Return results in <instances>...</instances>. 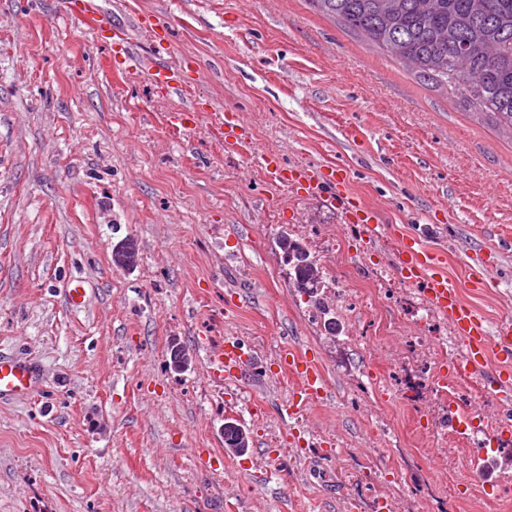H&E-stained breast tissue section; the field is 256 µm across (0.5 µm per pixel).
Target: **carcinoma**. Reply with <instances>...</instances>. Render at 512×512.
<instances>
[{"label":"carcinoma","mask_w":512,"mask_h":512,"mask_svg":"<svg viewBox=\"0 0 512 512\" xmlns=\"http://www.w3.org/2000/svg\"><path fill=\"white\" fill-rule=\"evenodd\" d=\"M308 2L512 135V0ZM278 247L285 260L303 249L288 234ZM292 269L294 287L322 307L319 268Z\"/></svg>","instance_id":"1"}]
</instances>
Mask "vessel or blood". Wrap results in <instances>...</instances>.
<instances>
[{
  "label": "vessel or blood",
  "instance_id": "obj_1",
  "mask_svg": "<svg viewBox=\"0 0 512 512\" xmlns=\"http://www.w3.org/2000/svg\"><path fill=\"white\" fill-rule=\"evenodd\" d=\"M69 12L78 17L92 37L111 33V50L114 56L121 58L125 72L135 74L141 70L142 61L133 55L129 38L110 32L97 0H69ZM263 165L272 178L287 183L299 198L314 197L328 208L343 209L348 220L362 224L367 236H380L381 226L376 211L349 196L345 189L323 191L320 176L305 171H287L268 156L264 157ZM394 253L400 279L406 284L421 286L430 311L447 320L455 336L465 344V353L454 365L460 379H469L477 370L486 367L489 355H496L499 366L493 377L501 392L511 397L512 317L488 324L473 307L461 301L457 283L440 269V255L415 239L399 236ZM214 359L222 367L235 371L238 382H245L237 343L225 342L215 352ZM278 368L296 379L299 404L307 405L325 398L327 384L314 359L286 348L280 352ZM40 386V375L32 363L0 356L1 399L31 395Z\"/></svg>",
  "mask_w": 512,
  "mask_h": 512
}]
</instances>
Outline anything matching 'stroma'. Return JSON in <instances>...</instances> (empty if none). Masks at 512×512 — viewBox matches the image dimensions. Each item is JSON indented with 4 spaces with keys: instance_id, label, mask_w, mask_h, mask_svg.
Segmentation results:
<instances>
[{
    "instance_id": "35a3bbf8",
    "label": "stroma",
    "mask_w": 512,
    "mask_h": 512,
    "mask_svg": "<svg viewBox=\"0 0 512 512\" xmlns=\"http://www.w3.org/2000/svg\"><path fill=\"white\" fill-rule=\"evenodd\" d=\"M99 2L183 92L111 70L66 0H0V354L44 384L0 400V512H512L444 425L512 410L488 380L444 386L463 344L399 279L392 240L423 235L466 303L512 316V136L307 0ZM268 153L341 168L385 234L295 199ZM284 231L320 266L335 328L294 288ZM127 237L137 261L119 268ZM488 237L498 265L470 284ZM228 337L255 367L242 387L213 361ZM287 343L329 389L292 414ZM228 422L245 453L225 449Z\"/></svg>"
}]
</instances>
